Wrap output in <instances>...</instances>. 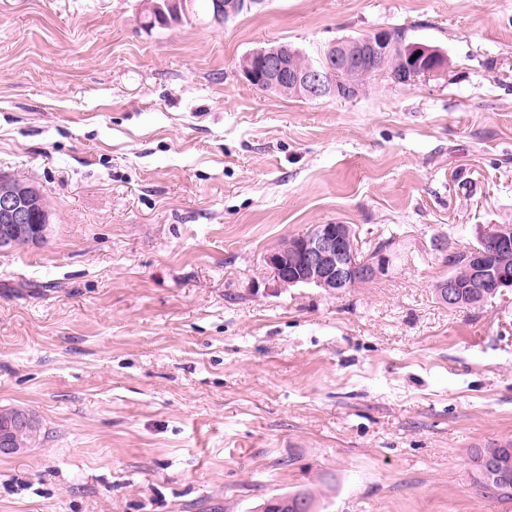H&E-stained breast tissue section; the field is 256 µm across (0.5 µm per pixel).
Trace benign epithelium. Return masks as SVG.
Here are the masks:
<instances>
[{"label":"benign epithelium","instance_id":"1","mask_svg":"<svg viewBox=\"0 0 512 512\" xmlns=\"http://www.w3.org/2000/svg\"><path fill=\"white\" fill-rule=\"evenodd\" d=\"M252 0H237L234 6L224 0H213V19L222 22L233 9L249 8ZM142 10L156 13L167 23L194 15L192 0H142ZM390 36L385 30H376L358 38L341 39L321 49L317 56L297 59L304 53L288 44L268 51L257 49L247 55L242 72L257 88L289 85L307 100L326 97L345 100L359 96L360 81L368 76L385 75L383 70L390 49ZM404 68L402 82L410 83L419 77L444 71L448 60L444 53L429 46L409 43L400 49ZM42 190L30 188L27 199L17 197L5 179H0V252H10L20 243L37 244L46 239L48 224L29 223ZM353 231L347 224H318L313 234L300 241L289 239L288 246L270 253L266 265L279 288L313 285L330 293H340L356 283V276L377 279L388 270L390 257L385 248H377L373 259L358 260L353 244ZM512 242V226L500 224L484 235L479 245L462 252L471 266L467 287L477 291L494 283L495 288L512 289V267L504 263L493 271L486 267L484 258L501 246ZM439 300L450 308L459 305L461 285L448 276L437 282Z\"/></svg>","mask_w":512,"mask_h":512}]
</instances>
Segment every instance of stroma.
Wrapping results in <instances>:
<instances>
[{
  "instance_id": "stroma-1",
  "label": "stroma",
  "mask_w": 512,
  "mask_h": 512,
  "mask_svg": "<svg viewBox=\"0 0 512 512\" xmlns=\"http://www.w3.org/2000/svg\"><path fill=\"white\" fill-rule=\"evenodd\" d=\"M140 0H0V174L50 198L0 253V409L44 437L0 456V512H512L470 453L512 440V291L433 294L512 224V0H259L142 26ZM448 68L359 97L253 87L277 42L376 29ZM350 225L387 273L276 287L265 258ZM272 503L274 506H270ZM268 512H316L319 505L310 490H300L272 497L265 503Z\"/></svg>"
}]
</instances>
